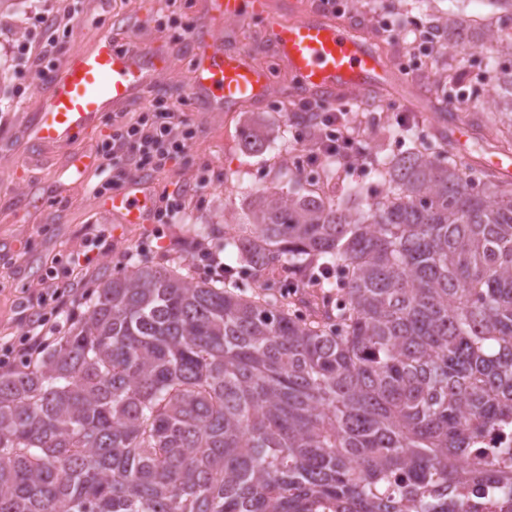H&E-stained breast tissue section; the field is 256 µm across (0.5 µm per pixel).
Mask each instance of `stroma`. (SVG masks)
I'll use <instances>...</instances> for the list:
<instances>
[{
	"label": "stroma",
	"mask_w": 512,
	"mask_h": 512,
	"mask_svg": "<svg viewBox=\"0 0 512 512\" xmlns=\"http://www.w3.org/2000/svg\"><path fill=\"white\" fill-rule=\"evenodd\" d=\"M463 15L494 13L490 0H360L364 17L387 14L391 22L437 10ZM56 13L74 17L71 29L59 31L55 62L93 48L100 37L112 39L115 50L155 49L170 65L157 75V91L172 112L187 117L193 139L187 153L160 171L111 168L97 151L112 132L113 120L138 117L147 105L139 95L103 113L96 127L73 142L53 147L37 145L29 127L42 107L37 66L22 61L20 49L41 45L35 29L39 16ZM217 43L242 51L266 64L272 74L270 96L287 101L294 76L274 50L271 29L260 19L224 20L213 16L211 0H20L0 14V373L19 361L23 325L43 315L49 326L67 324L102 276L123 271L127 264L147 260L165 265L188 258L197 274L206 275L200 247L218 253L225 265L241 268L236 249H222L224 227L238 216L247 198L259 190L285 188L298 178L321 179V165L308 164L304 175L288 165H274L286 146L301 147L308 128L288 123L285 112L266 102L214 109L193 97V56L197 42ZM381 104L372 121L366 149L369 155L396 157L418 147L409 125L399 123L404 107L428 120L454 150L456 119L438 112L419 79H399L394 89L375 91L343 101L344 111L356 113L368 100ZM254 129L265 146L248 150L243 135ZM92 153L95 166L70 170L73 158ZM108 179L118 190L141 183L155 192L182 191L187 203L166 224H125L104 211L91 193L92 185ZM204 234L193 233V226Z\"/></svg>",
	"instance_id": "stroma-1"
}]
</instances>
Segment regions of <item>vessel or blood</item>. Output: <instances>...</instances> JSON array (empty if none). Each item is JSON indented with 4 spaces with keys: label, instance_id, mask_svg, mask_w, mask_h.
<instances>
[{
    "label": "vessel or blood",
    "instance_id": "1",
    "mask_svg": "<svg viewBox=\"0 0 512 512\" xmlns=\"http://www.w3.org/2000/svg\"><path fill=\"white\" fill-rule=\"evenodd\" d=\"M213 11L227 19L263 18L267 0H213ZM277 55L295 76L288 94L293 98L367 93L389 87L393 71L385 60L339 22L322 13L306 12L287 23H272ZM162 54L116 52L111 39L100 40L90 51L65 59L42 88L43 103L30 127L45 146L62 145L94 127L109 108L134 98L153 73L165 70ZM271 77L260 62L215 44L196 48L192 94H205L210 104L237 105L263 100ZM104 203L124 223L141 224L147 216L146 194L139 190L115 193Z\"/></svg>",
    "mask_w": 512,
    "mask_h": 512
}]
</instances>
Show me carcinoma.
I'll list each match as a JSON object with an SVG mask.
<instances>
[{
    "label": "carcinoma",
    "mask_w": 512,
    "mask_h": 512,
    "mask_svg": "<svg viewBox=\"0 0 512 512\" xmlns=\"http://www.w3.org/2000/svg\"><path fill=\"white\" fill-rule=\"evenodd\" d=\"M488 41L499 108L463 121L510 152L512 39ZM376 164L389 192L360 215L251 195L224 246L263 291L139 261L0 374V512H466L456 489L491 475L473 441L512 419V182L442 148Z\"/></svg>",
    "instance_id": "cac0c4a2"
}]
</instances>
